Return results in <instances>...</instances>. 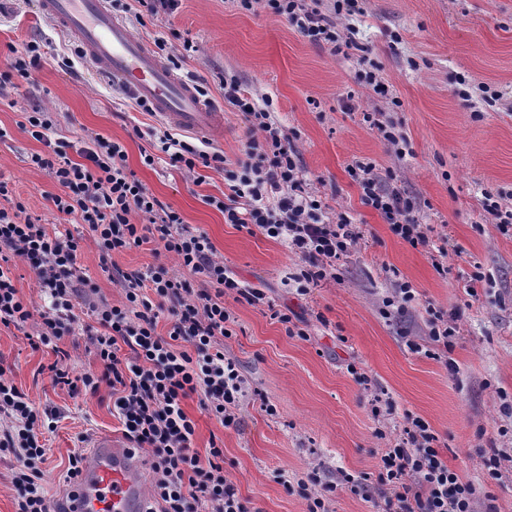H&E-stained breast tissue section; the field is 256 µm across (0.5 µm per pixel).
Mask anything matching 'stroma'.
I'll return each mask as SVG.
<instances>
[{"mask_svg": "<svg viewBox=\"0 0 512 512\" xmlns=\"http://www.w3.org/2000/svg\"><path fill=\"white\" fill-rule=\"evenodd\" d=\"M131 3L122 0L114 12L138 36L177 48L187 39L197 45L180 72L206 85L212 104L223 109L227 159L241 157L248 136L242 116L224 105L221 83L233 78L255 99H272L274 117L293 134L327 216L350 213L363 234L336 278L299 294V255L225 223L204 203V196L226 193L222 174L207 171L198 184L166 163L143 164L149 140L139 132L151 117L72 57V37L40 15L35 0H20L17 11L0 18V59L9 46L33 38L45 53L33 81L0 103V127L9 134L0 142V174L28 209L49 215L45 195L56 189L47 172L28 163L41 145L19 126L23 112L40 106L53 112L64 139L99 134L123 143L130 169L150 191L205 231L239 279L262 289L308 332L304 340L289 337L266 308L233 304L238 323L224 349L250 392L238 427L229 430L202 412L197 399L186 400L196 422L195 450L222 444L224 468L251 512H305L300 491L310 482L333 485L332 512H383L381 493L363 500L339 477L349 473L376 484L381 457L410 415L429 424L449 467L474 483L477 512H512V479H492L481 465L493 449L512 448L506 412L512 407V232L502 233L482 209L487 192L512 207V0H359L361 14L337 22L356 31L359 48L347 57L312 43L264 7L181 0L172 14L138 25ZM367 60L388 97L359 80ZM485 85L499 92L496 103L485 101ZM375 110L406 137L403 157L364 121ZM359 161L391 171L390 186L424 201L428 246L412 247L361 204L349 174ZM441 246L448 249L443 258ZM476 275L482 281L472 298L464 287ZM396 281L410 282L416 300L406 313L386 316L382 300ZM433 309L459 315L443 359L409 347L424 342ZM34 332L30 323L0 326V366L53 420L44 434V484L60 501L69 455L86 452L102 432L119 438L123 431L109 395L73 396L53 385L43 367L55 356L32 348ZM351 363L383 391L391 415L373 416L371 394L348 372ZM265 401L276 415L262 410Z\"/></svg>", "mask_w": 512, "mask_h": 512, "instance_id": "35a3bbf8", "label": "stroma"}]
</instances>
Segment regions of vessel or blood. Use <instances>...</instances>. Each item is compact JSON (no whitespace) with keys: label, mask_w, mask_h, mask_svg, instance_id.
I'll use <instances>...</instances> for the list:
<instances>
[{"label":"vessel or blood","mask_w":512,"mask_h":512,"mask_svg":"<svg viewBox=\"0 0 512 512\" xmlns=\"http://www.w3.org/2000/svg\"><path fill=\"white\" fill-rule=\"evenodd\" d=\"M40 12L74 38L93 73L168 126L211 142L224 138V114L172 71L142 37L112 13L107 0H38ZM139 457L103 434L66 495L68 512H146Z\"/></svg>","instance_id":"vessel-or-blood-1"}]
</instances>
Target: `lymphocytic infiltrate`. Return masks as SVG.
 I'll return each mask as SVG.
<instances>
[{
	"instance_id": "1",
	"label": "lymphocytic infiltrate",
	"mask_w": 512,
	"mask_h": 512,
	"mask_svg": "<svg viewBox=\"0 0 512 512\" xmlns=\"http://www.w3.org/2000/svg\"><path fill=\"white\" fill-rule=\"evenodd\" d=\"M240 2L246 10L266 4L312 42L330 45L333 53L355 46L335 20L358 12L359 0ZM41 63L39 41L10 46L0 64V100L15 89L16 79L30 80ZM223 86L225 102L248 126L242 160L229 162L209 143L166 130L151 140L143 163L163 162L190 174L201 166L223 172L230 193L207 197V204L223 213L225 223L261 233L298 254L305 263L298 290L307 292L335 278L338 262L362 236L360 227L342 212L335 220L325 218L290 137L270 111L271 100L256 102L234 79ZM55 126L41 107L25 113L21 124L44 146L29 162L56 183V192L47 196L57 212L55 223L29 212L0 177V326L34 322L33 347L55 355L47 366L55 386L72 395L95 396L108 389L130 450L149 465L150 499L158 512H250L224 469L223 448L211 445L203 455L193 450L196 423L183 404L197 398L201 410L223 427L239 424L247 390L236 361L224 352L235 322L227 300L269 307L271 319L288 336L303 339L306 330L288 313L270 308L264 291L242 284L207 233L185 224L149 191L128 167L121 142L97 135L76 149L56 137ZM72 148L77 151L73 157L68 154ZM349 173L364 206L411 246L427 244L431 227L421 223L416 197L386 186L373 163H356ZM74 224L85 225L93 237L102 272L123 291L120 304L99 298L98 283L82 274V238L71 232ZM145 244L152 263L125 271L113 262V255ZM169 255L176 257L177 267L168 266ZM18 261L36 278L46 301L42 311H35L15 285ZM82 302L94 325L81 324ZM80 333L94 347L100 368L77 375L66 363L62 343ZM4 374L0 368V455L16 461L15 512H61L43 484L44 414ZM434 440L427 423L406 418L394 447L381 458L378 484L389 490L387 506L396 512H475L472 482L449 468Z\"/></svg>"
}]
</instances>
